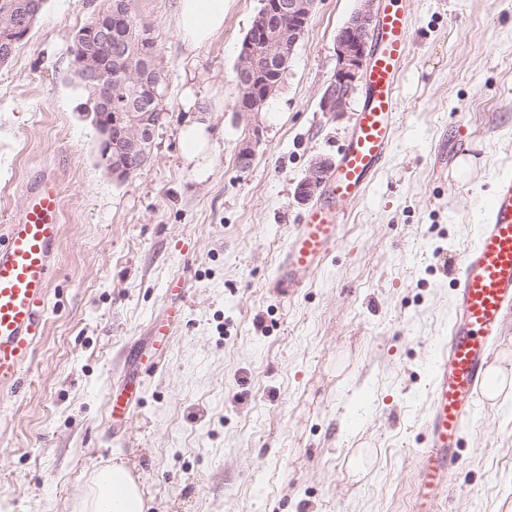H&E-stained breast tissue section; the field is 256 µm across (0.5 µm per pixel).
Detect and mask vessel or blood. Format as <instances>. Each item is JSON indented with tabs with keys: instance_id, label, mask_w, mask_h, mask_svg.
Returning <instances> with one entry per match:
<instances>
[{
	"instance_id": "vessel-or-blood-1",
	"label": "vessel or blood",
	"mask_w": 512,
	"mask_h": 512,
	"mask_svg": "<svg viewBox=\"0 0 512 512\" xmlns=\"http://www.w3.org/2000/svg\"><path fill=\"white\" fill-rule=\"evenodd\" d=\"M368 40L364 104L335 168L323 177L320 201L302 215L288 243L273 280L281 292H297L302 273L320 267L336 248L346 212L364 197L393 148L396 79L411 45L407 18L387 8ZM61 212L57 181L41 179L27 207L0 235V390L19 388L42 334ZM456 265L454 315L433 373L425 446L416 455L415 512H435L457 469L474 400L512 315V175L497 176L477 239ZM106 408L111 422H124L132 397L111 395Z\"/></svg>"
}]
</instances>
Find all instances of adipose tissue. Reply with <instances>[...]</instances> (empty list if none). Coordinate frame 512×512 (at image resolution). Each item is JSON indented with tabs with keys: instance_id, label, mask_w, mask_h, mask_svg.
<instances>
[{
	"instance_id": "adipose-tissue-1",
	"label": "adipose tissue",
	"mask_w": 512,
	"mask_h": 512,
	"mask_svg": "<svg viewBox=\"0 0 512 512\" xmlns=\"http://www.w3.org/2000/svg\"><path fill=\"white\" fill-rule=\"evenodd\" d=\"M226 0H178L176 28L182 42L195 49L224 30ZM80 512H145L137 476L124 463L95 471Z\"/></svg>"
}]
</instances>
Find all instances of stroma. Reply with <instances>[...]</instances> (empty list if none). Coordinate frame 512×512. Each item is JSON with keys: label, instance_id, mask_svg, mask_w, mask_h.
<instances>
[{"label": "stroma", "instance_id": "35a3bbf8", "mask_svg": "<svg viewBox=\"0 0 512 512\" xmlns=\"http://www.w3.org/2000/svg\"><path fill=\"white\" fill-rule=\"evenodd\" d=\"M103 2L46 0L0 65V233L40 178L62 194L43 334L21 389L0 395V512H77L92 471L119 460L147 512H412L454 263L495 176L512 174V0H395L413 38L394 147L292 296L272 277L307 210L295 189L315 158L338 159L364 99L319 107L358 0H316L254 115L236 110L235 67L261 0H228L223 33L195 51L177 0H133L154 27L166 120L123 180L71 81L73 35ZM202 111L200 171L181 132ZM466 152L478 166L452 186ZM175 305L182 321L154 348ZM123 386L140 400L116 429L105 402ZM440 512H512V398L477 399Z\"/></svg>", "mask_w": 512, "mask_h": 512}]
</instances>
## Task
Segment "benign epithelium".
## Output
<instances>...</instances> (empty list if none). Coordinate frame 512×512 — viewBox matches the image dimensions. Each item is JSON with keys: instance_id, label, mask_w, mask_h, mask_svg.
Segmentation results:
<instances>
[{"instance_id": "7a95c632", "label": "benign epithelium", "mask_w": 512, "mask_h": 512, "mask_svg": "<svg viewBox=\"0 0 512 512\" xmlns=\"http://www.w3.org/2000/svg\"><path fill=\"white\" fill-rule=\"evenodd\" d=\"M376 0H359V7L336 34L337 66L326 87L320 108L338 114L349 111L356 92V82L370 54L368 34L375 18ZM44 0H25L0 11V25L7 37L0 40V63L13 55L14 43L28 36ZM315 0H262L260 14L252 25L238 55L239 95L237 111L254 114L262 111L278 84L258 82V66L283 72L288 59L304 34ZM139 32L145 41H154L152 26L133 18L125 0H113L108 8L96 11L93 24L74 34L80 52L72 59L74 76L82 83L103 82L93 123L99 134L100 161L119 179H125L140 168L141 155L136 149L153 143L157 131L154 103L160 99L158 76L145 59L129 54L128 38ZM110 45L108 65L96 64L98 44ZM137 99L138 110L114 112L112 104L127 101V92ZM332 166L328 159H317L310 165L307 177L297 189V198L306 202L322 187L323 172Z\"/></svg>"}]
</instances>
